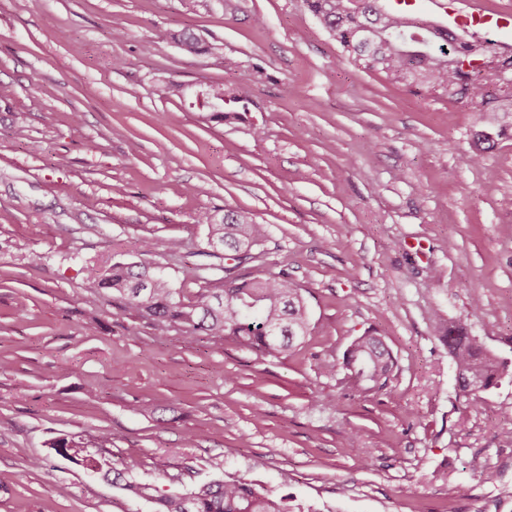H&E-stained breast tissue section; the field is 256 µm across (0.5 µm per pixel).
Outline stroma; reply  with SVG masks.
Segmentation results:
<instances>
[{
  "mask_svg": "<svg viewBox=\"0 0 512 512\" xmlns=\"http://www.w3.org/2000/svg\"><path fill=\"white\" fill-rule=\"evenodd\" d=\"M212 84L248 111L202 120ZM485 127L353 63L305 0H0V512L228 479L315 512H512V131L465 163ZM228 209L268 227L240 273L303 290L288 355L157 332L84 271L123 254L191 301L228 263L198 217ZM461 317L509 366L474 401L441 339ZM371 330L396 367L367 391L340 364ZM103 432L98 474L50 446Z\"/></svg>",
  "mask_w": 512,
  "mask_h": 512,
  "instance_id": "1",
  "label": "stroma"
}]
</instances>
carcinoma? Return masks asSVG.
I'll list each match as a JSON object with an SVG mask.
<instances>
[{"label":"carcinoma","mask_w":512,"mask_h":512,"mask_svg":"<svg viewBox=\"0 0 512 512\" xmlns=\"http://www.w3.org/2000/svg\"><path fill=\"white\" fill-rule=\"evenodd\" d=\"M307 4L343 50L365 68L445 91L449 99L464 106L496 102L498 106L492 112L498 115V132L512 129V89L503 90L495 80L485 77V73L494 71L512 75V56H498L493 40L443 38L434 25L380 10L377 0H365L360 11L350 0H307ZM176 41L186 52H204L201 37L188 30L177 34ZM201 94L204 101L199 110L211 121H223L226 112L212 108L209 102L224 104V86L210 85ZM474 142L475 149L466 154L469 163L483 160L492 133L484 130L475 135ZM199 222L208 226L209 247L234 252V261L247 257L267 234L266 225L238 211L226 210L219 220L205 213ZM86 272L105 297L122 302L125 309L160 331L182 326L192 334L222 336L264 356L279 357L294 348L309 330L301 289L284 271L261 277H230V268L226 267L224 287L217 292L207 289L190 304L177 298L164 270L130 261L122 254L113 258L107 269L92 265L86 267ZM446 342L462 396L475 400L497 384L505 365L484 351L462 323L448 325ZM342 366L355 381L385 388L395 358L382 337L367 333L350 344ZM126 488L139 498L155 501L159 512L299 509L290 497L273 498L243 481H215L168 496L154 495L155 488L147 483H129Z\"/></svg>","instance_id":"1"}]
</instances>
